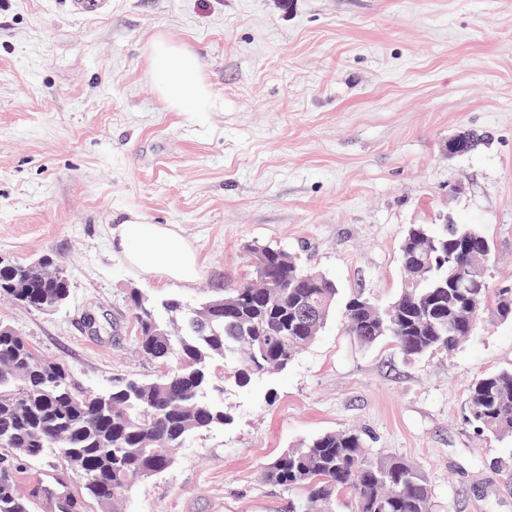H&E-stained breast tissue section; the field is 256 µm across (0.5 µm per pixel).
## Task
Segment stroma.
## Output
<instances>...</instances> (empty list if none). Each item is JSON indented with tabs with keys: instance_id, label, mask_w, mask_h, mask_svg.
Returning a JSON list of instances; mask_svg holds the SVG:
<instances>
[{
	"instance_id": "1",
	"label": "stroma",
	"mask_w": 512,
	"mask_h": 512,
	"mask_svg": "<svg viewBox=\"0 0 512 512\" xmlns=\"http://www.w3.org/2000/svg\"><path fill=\"white\" fill-rule=\"evenodd\" d=\"M158 38L198 57L212 111L161 99ZM464 129L480 144L449 154ZM133 213L195 248V282L126 264L112 231ZM446 220L481 228L491 287L512 288V0H112L85 19L65 0H0V261L49 254L71 280L52 312L0 300V322L79 387L156 373L130 291L198 307L271 247L384 307L408 228ZM236 367L209 391L225 424L191 435L124 512H293L304 491L267 464L347 427L371 457L417 464L432 512H512V439L463 417L477 375L512 370V322L485 314L452 352L409 359L357 342L337 311L288 368L243 386Z\"/></svg>"
}]
</instances>
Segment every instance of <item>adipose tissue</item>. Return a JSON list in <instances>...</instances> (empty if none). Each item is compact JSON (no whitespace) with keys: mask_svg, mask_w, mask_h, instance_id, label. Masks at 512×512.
<instances>
[{"mask_svg":"<svg viewBox=\"0 0 512 512\" xmlns=\"http://www.w3.org/2000/svg\"><path fill=\"white\" fill-rule=\"evenodd\" d=\"M155 83L164 101L179 112H206L211 92L196 55L157 39L151 48ZM114 237L126 262L135 270L164 282L189 284L200 272L196 250L166 225L134 215Z\"/></svg>","mask_w":512,"mask_h":512,"instance_id":"1","label":"adipose tissue"}]
</instances>
